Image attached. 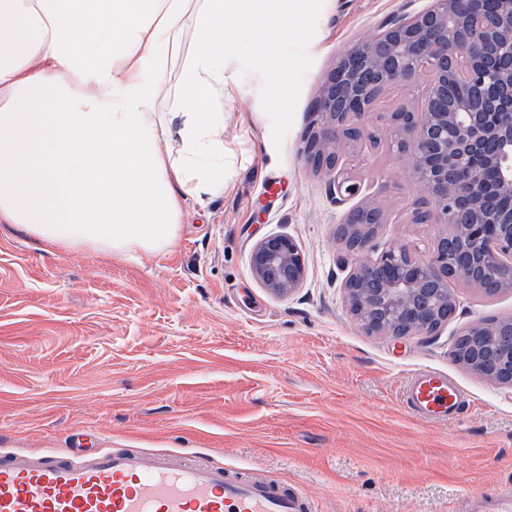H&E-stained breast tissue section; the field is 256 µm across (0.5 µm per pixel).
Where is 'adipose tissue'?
Here are the masks:
<instances>
[{
  "instance_id": "ef3b65f1",
  "label": "adipose tissue",
  "mask_w": 512,
  "mask_h": 512,
  "mask_svg": "<svg viewBox=\"0 0 512 512\" xmlns=\"http://www.w3.org/2000/svg\"><path fill=\"white\" fill-rule=\"evenodd\" d=\"M312 0H0V224L44 249L153 255L223 195L231 59L296 37Z\"/></svg>"
}]
</instances>
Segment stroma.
Masks as SVG:
<instances>
[{
  "instance_id": "stroma-1",
  "label": "stroma",
  "mask_w": 512,
  "mask_h": 512,
  "mask_svg": "<svg viewBox=\"0 0 512 512\" xmlns=\"http://www.w3.org/2000/svg\"><path fill=\"white\" fill-rule=\"evenodd\" d=\"M428 3L325 0L288 47L282 112L265 106L271 84L230 61L240 90L218 102L235 153L229 188L186 202L168 251H46L0 224V448L205 457L297 489L321 512H473L469 491L512 479V387L453 356L464 329L512 316V289L452 284L456 312L432 336L363 332L336 239L354 202H336L304 156L338 56ZM345 160L388 215L379 250L424 248L443 233L409 223L416 196L387 140L361 142ZM269 234L291 237L305 259L288 297L249 269ZM424 368L460 384L462 421L428 425L404 407V382Z\"/></svg>"
}]
</instances>
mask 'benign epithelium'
<instances>
[{
    "label": "benign epithelium",
    "mask_w": 512,
    "mask_h": 512,
    "mask_svg": "<svg viewBox=\"0 0 512 512\" xmlns=\"http://www.w3.org/2000/svg\"><path fill=\"white\" fill-rule=\"evenodd\" d=\"M483 3L432 0L352 45L320 85V126L304 154L328 175L339 202L359 192L342 159L354 142L376 139V99L392 85L426 86L422 100L388 113V141L421 193L410 223L449 231L422 253L401 246L371 258L386 213L369 195L348 212L339 241L354 259L342 288L368 334H435L438 309L455 307L451 270L456 281L482 290L478 273L492 269L512 288V211L498 205L499 195H512V0H498L493 15ZM249 266L263 288L281 297L305 275L301 251L282 234L256 241ZM489 333L512 336V317L483 319L464 331ZM456 359L484 380L512 386V357L491 369L472 344Z\"/></svg>",
    "instance_id": "7a95c632"
}]
</instances>
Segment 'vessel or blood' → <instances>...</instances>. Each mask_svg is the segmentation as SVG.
<instances>
[{
  "label": "vessel or blood",
  "instance_id": "vessel-or-blood-1",
  "mask_svg": "<svg viewBox=\"0 0 512 512\" xmlns=\"http://www.w3.org/2000/svg\"><path fill=\"white\" fill-rule=\"evenodd\" d=\"M401 398L422 422L461 419L459 386L422 369ZM479 512H512V486L474 492ZM0 512H318L303 494L233 467L177 463L167 454L104 449L74 453L0 452Z\"/></svg>",
  "mask_w": 512,
  "mask_h": 512
}]
</instances>
